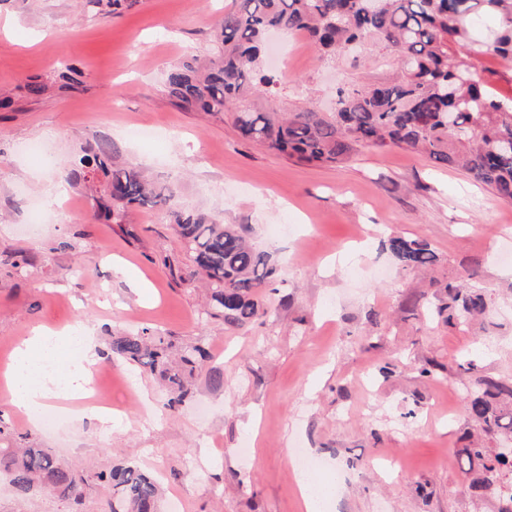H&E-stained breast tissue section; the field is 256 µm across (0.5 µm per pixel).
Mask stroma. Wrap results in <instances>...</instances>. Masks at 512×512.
<instances>
[{
  "label": "stroma",
  "mask_w": 512,
  "mask_h": 512,
  "mask_svg": "<svg viewBox=\"0 0 512 512\" xmlns=\"http://www.w3.org/2000/svg\"><path fill=\"white\" fill-rule=\"evenodd\" d=\"M230 0H0V369L34 328L84 326L100 346L150 329L210 358L175 410L156 377L100 356L112 400L101 429L91 399L52 401L61 425H32L0 394V446L42 448L80 473L81 504L51 491L18 496L0 482V512H103L100 472L133 463L158 476L162 512H303L296 450L330 487L327 512H494L459 464L479 427L467 412L476 376L512 378V202L402 149L366 148L323 166L243 138L221 114L182 108L164 88L171 65L206 55ZM259 105L330 111L341 88L393 75L374 41L323 61L297 36ZM147 178L178 187L189 211L241 224L281 268L267 317L229 330L202 313L197 279L166 210L99 214L100 172L70 175L97 142ZM61 185L72 202L33 226ZM428 242L429 269H402L381 240ZM482 289L493 337L415 317L437 284ZM478 371L459 369L462 356ZM429 375H422V368ZM223 386H215V377Z\"/></svg>",
  "instance_id": "35a3bbf8"
}]
</instances>
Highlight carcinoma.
Returning <instances> with one entry per match:
<instances>
[{
  "mask_svg": "<svg viewBox=\"0 0 512 512\" xmlns=\"http://www.w3.org/2000/svg\"><path fill=\"white\" fill-rule=\"evenodd\" d=\"M481 12L496 22L486 41L472 36ZM271 30L302 34L326 57L369 37L398 55L400 72L390 82L340 93L332 112L285 115L257 108L252 100L274 95L280 84L260 62ZM486 54L512 61V0H232L215 25L210 53L173 65L165 84L183 108L227 112L244 138L300 162L336 164L361 148H399L460 168L512 201V98L497 96L483 80L478 60ZM89 167L110 176L108 193L118 208H166L187 249L189 276L209 288L205 315L242 328L267 314L265 295L277 282L278 265L247 241L241 226L177 209L174 188L116 163L108 142L80 157L71 174L78 177ZM386 246L404 269L437 262L434 250L417 239L391 237ZM444 291L447 300L427 308L426 319L443 317L468 327L490 317L488 295L449 283ZM172 347L144 329L112 337L110 351L137 370L159 375L173 408L189 394L188 380L206 350L185 346L174 358ZM467 410L485 433L512 442V379L477 377ZM464 452L478 465L474 487L498 499V512H512V448L476 446ZM0 468L20 496L47 487L79 498L80 478L42 448L19 453L0 448ZM98 479L112 491L105 512H160L158 481L141 468L115 466Z\"/></svg>",
  "mask_w": 512,
  "mask_h": 512,
  "instance_id": "obj_1",
  "label": "carcinoma"
}]
</instances>
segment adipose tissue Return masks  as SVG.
I'll return each instance as SVG.
<instances>
[{"label": "adipose tissue", "instance_id": "obj_1", "mask_svg": "<svg viewBox=\"0 0 512 512\" xmlns=\"http://www.w3.org/2000/svg\"><path fill=\"white\" fill-rule=\"evenodd\" d=\"M53 341L77 343L82 353L80 362L67 368L61 378L54 372L56 360L48 349ZM98 357L97 339L91 330L36 331L13 351L12 364L5 375L10 404L24 412L31 423H38L49 401L63 396L77 399L90 392L91 367Z\"/></svg>", "mask_w": 512, "mask_h": 512}]
</instances>
